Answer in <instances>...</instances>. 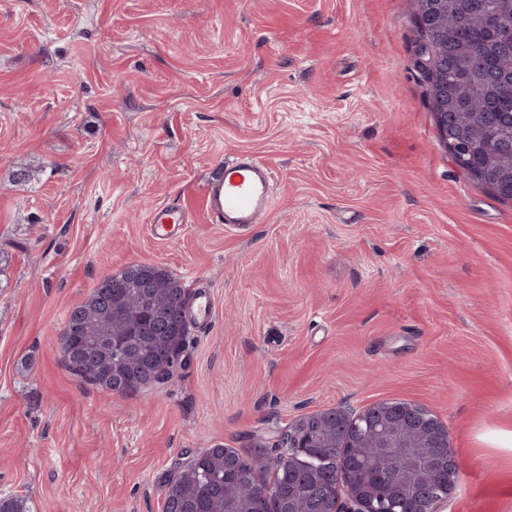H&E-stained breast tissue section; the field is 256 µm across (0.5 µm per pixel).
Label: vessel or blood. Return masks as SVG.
<instances>
[{
	"instance_id": "obj_1",
	"label": "vessel or blood",
	"mask_w": 512,
	"mask_h": 512,
	"mask_svg": "<svg viewBox=\"0 0 512 512\" xmlns=\"http://www.w3.org/2000/svg\"><path fill=\"white\" fill-rule=\"evenodd\" d=\"M273 184V169L255 156L240 155L225 161L203 189L208 222L234 229L262 223L273 205ZM189 221L188 210L174 200L152 210L148 233L154 240L170 241ZM189 302L194 321L202 326L209 324L215 310L212 294L194 290Z\"/></svg>"
}]
</instances>
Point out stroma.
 Listing matches in <instances>:
<instances>
[{"mask_svg":"<svg viewBox=\"0 0 512 512\" xmlns=\"http://www.w3.org/2000/svg\"><path fill=\"white\" fill-rule=\"evenodd\" d=\"M418 39L413 0H0V498L164 512L186 453L270 465L300 417L398 400L448 429L439 512H512V201L452 160ZM240 152L276 178L246 230L200 202ZM134 263L215 314L116 395L57 336ZM189 211L178 201L173 200L159 205L151 212L148 233L157 241H170L190 224Z\"/></svg>","mask_w":512,"mask_h":512,"instance_id":"obj_1","label":"stroma"}]
</instances>
